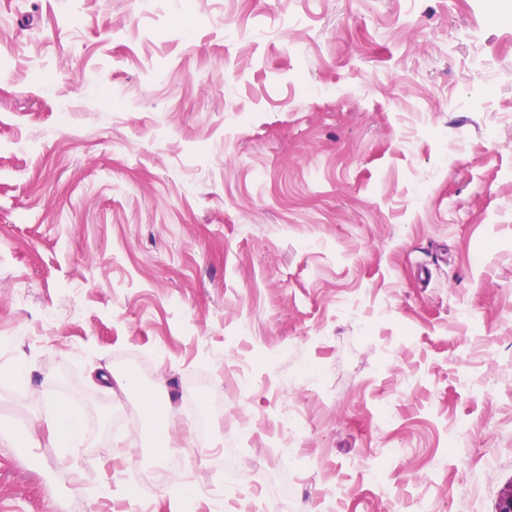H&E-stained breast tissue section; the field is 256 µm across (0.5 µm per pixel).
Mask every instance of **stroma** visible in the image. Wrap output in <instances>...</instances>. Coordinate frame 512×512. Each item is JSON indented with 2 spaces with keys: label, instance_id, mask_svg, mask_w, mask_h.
<instances>
[{
  "label": "stroma",
  "instance_id": "stroma-1",
  "mask_svg": "<svg viewBox=\"0 0 512 512\" xmlns=\"http://www.w3.org/2000/svg\"><path fill=\"white\" fill-rule=\"evenodd\" d=\"M504 2L0 0V512H495ZM48 439L52 443L58 437L65 436L70 442L78 444L82 440V429L79 420L63 410L47 422Z\"/></svg>",
  "mask_w": 512,
  "mask_h": 512
}]
</instances>
